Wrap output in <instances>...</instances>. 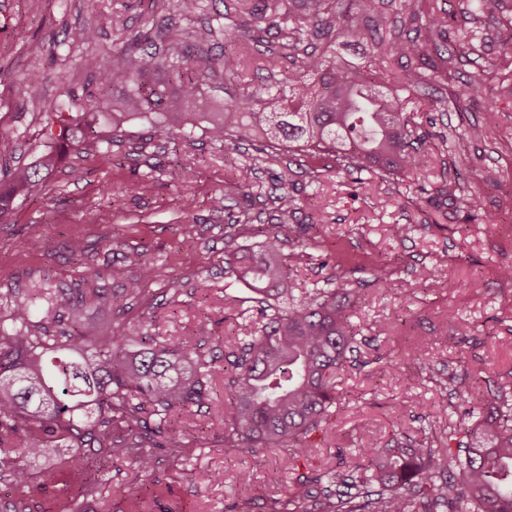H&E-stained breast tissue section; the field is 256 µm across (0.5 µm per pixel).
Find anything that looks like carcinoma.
<instances>
[{"instance_id": "cac0c4a2", "label": "carcinoma", "mask_w": 512, "mask_h": 512, "mask_svg": "<svg viewBox=\"0 0 512 512\" xmlns=\"http://www.w3.org/2000/svg\"><path fill=\"white\" fill-rule=\"evenodd\" d=\"M367 0H293L300 11L282 48L293 58V69L269 97L257 89L231 104L235 113L210 112L209 136L219 142L265 140L276 149L296 143L307 155L334 154L342 169L413 173L422 170L420 141L402 116L400 96L384 92L386 73L378 62L418 57L419 64L402 70L395 83L411 90L448 69L453 55L468 52L486 39L479 27L460 32L451 46L431 56L412 40L375 43L371 57L355 64L336 56L331 46L312 53L302 44L333 34L367 39L363 28ZM424 0H400V11L439 38L448 26L447 14ZM282 0L250 5L238 0L240 20L224 27V43L259 40L266 28L280 25ZM243 63L226 52L217 62L203 63L187 51L172 58L128 45L112 55V69L100 77L101 90L122 89L121 112H109L112 129L127 118L149 115L154 124L182 128L194 112H162L169 87L185 105H193L211 70L234 71ZM56 122L48 125L49 140L101 147V140L73 125L56 106L47 107ZM58 154L49 149L0 182V217L15 201L32 194L52 175ZM250 202L248 181L224 182V200ZM268 201L279 223L266 231L251 262L243 264L234 251L225 254L227 274L256 293L265 285L288 279L281 242L290 234L288 218L297 210L288 171L278 176L277 192ZM114 279L124 288L112 294L100 288L59 289L45 299L40 318L31 302L10 293L0 296V470L7 473L17 495L0 503V512H37L26 489V462L43 456L67 440L73 448L89 446L93 453L123 461L132 458L143 473L153 472L162 453L182 447L171 417L191 404L208 399L213 383L224 382V447L253 452L286 450L290 484L267 500L266 512H512V407L494 396L487 412L467 430V441L452 448L423 442H398L392 448L366 446L354 460L335 468H308L323 448H330L337 429L331 416L337 395L333 383L356 350L353 307L343 278L330 287L305 291L289 301L265 299L259 321L240 339L224 335V361L215 366L202 345L179 336L162 344L144 335L134 338L115 325L98 334L85 331L90 308L125 314L142 292L141 279L114 267ZM82 477L73 512H90L89 500L106 479Z\"/></svg>"}]
</instances>
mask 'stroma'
I'll use <instances>...</instances> for the list:
<instances>
[{"label":"stroma","instance_id":"obj_1","mask_svg":"<svg viewBox=\"0 0 512 512\" xmlns=\"http://www.w3.org/2000/svg\"><path fill=\"white\" fill-rule=\"evenodd\" d=\"M437 5L449 11L450 31L478 23L491 35L454 58L446 77L403 95V115L421 136L423 173L366 171L356 186L329 170L327 156H282L298 197L293 233L282 244L288 285L298 296L343 276L360 330L354 365L334 378L337 449L322 450L313 459L317 466L395 437L418 441L446 430L463 439L489 394L512 400V279L502 276L512 268V71L505 67L512 48L499 31L501 11L493 2L477 15L463 10L460 0ZM365 17L384 39L428 40L425 30L401 27L399 0H369ZM236 18V0H165L160 6L152 0H0V180L46 148L45 110L62 89L72 94L65 107L71 123L110 141L89 154L63 149L40 191L0 217L1 294L35 299L86 282L109 293L121 286L110 276L112 267L137 251L143 264L128 273L142 280L143 292L120 325L131 336L146 333L158 342L181 336L203 344L223 364L224 293L248 295L230 283L224 254L254 246L261 240L257 228L276 221L265 205L224 201V181L247 163L254 167L252 186L269 193L275 171L261 161L264 144L232 149L212 141L200 120L168 131L135 118L115 132L96 102L98 78L127 39L146 36L148 50L165 54V29L190 35L210 27L215 37L201 54L215 58L224 52L225 25ZM84 29L94 30L95 40H81ZM282 40V31L271 30L249 48V61L235 74L215 72L203 86L212 111H223L257 83L287 77V58L260 78L251 64L278 51ZM34 71L35 92L18 96L15 84ZM480 71L487 88L473 99L466 83ZM489 112L496 119L488 136L466 138L464 129L486 124ZM187 170L192 179L184 178ZM444 183L455 188V198H437ZM470 195L479 198L478 207L464 204ZM314 212L322 223L308 224ZM395 224L405 226L403 236H393ZM74 239L84 247L78 259L69 250ZM426 268L438 269V285L421 279ZM172 282L178 295L167 290ZM391 352L399 354L398 364L383 366ZM465 392L473 395L466 406L459 402ZM443 405L447 416L436 419ZM223 414L219 387L207 405L174 415L183 448L149 476L131 461L113 463L94 512H131L134 498L141 512H228L243 496L253 499L252 512H265L266 498L289 484L283 454L225 448ZM61 457L66 464L46 487L43 462L29 464L41 512H69L73 468L100 465L82 448L62 449ZM201 470L222 478L197 483L194 474ZM244 473L246 487L239 481Z\"/></svg>","mask_w":512,"mask_h":512}]
</instances>
